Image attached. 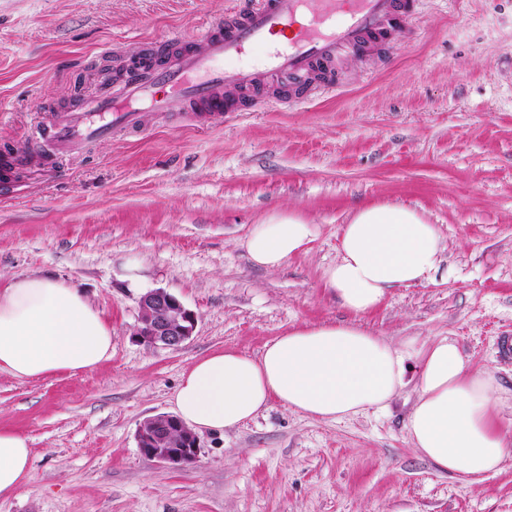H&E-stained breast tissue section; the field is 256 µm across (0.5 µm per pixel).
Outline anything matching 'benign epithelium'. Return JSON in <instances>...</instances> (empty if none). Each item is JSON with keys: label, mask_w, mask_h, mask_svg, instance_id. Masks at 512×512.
Returning <instances> with one entry per match:
<instances>
[{"label": "benign epithelium", "mask_w": 512, "mask_h": 512, "mask_svg": "<svg viewBox=\"0 0 512 512\" xmlns=\"http://www.w3.org/2000/svg\"><path fill=\"white\" fill-rule=\"evenodd\" d=\"M136 341L149 349H179L193 335L196 318L181 301L164 288L143 293L138 300ZM138 447L148 458L181 467L196 458L195 433L174 415L160 414L139 427Z\"/></svg>", "instance_id": "7a95c632"}]
</instances>
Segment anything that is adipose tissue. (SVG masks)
I'll list each match as a JSON object with an SVG mask.
<instances>
[{"mask_svg": "<svg viewBox=\"0 0 512 512\" xmlns=\"http://www.w3.org/2000/svg\"><path fill=\"white\" fill-rule=\"evenodd\" d=\"M315 225L278 211L245 240L251 262L275 269L303 251ZM443 251L436 225L402 205L356 210L341 229L335 263L322 281L340 305L360 316L391 289L427 281ZM112 355V328L75 285L48 277L0 283V371L17 378L96 368ZM415 362V382L406 378ZM414 384L405 430L412 447L437 470L465 483L498 472L512 454L500 420L496 376L471 363L447 337L395 344L353 323L294 328L260 355L211 352L183 374L172 404L191 429L221 431L251 420L277 401L320 419L385 409ZM29 442L0 427V499L31 479Z\"/></svg>", "mask_w": 512, "mask_h": 512, "instance_id": "adipose-tissue-1", "label": "adipose tissue"}]
</instances>
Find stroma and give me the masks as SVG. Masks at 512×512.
I'll return each mask as SVG.
<instances>
[{"label":"stroma","instance_id":"stroma-1","mask_svg":"<svg viewBox=\"0 0 512 512\" xmlns=\"http://www.w3.org/2000/svg\"><path fill=\"white\" fill-rule=\"evenodd\" d=\"M253 0H0V150L20 151L50 110L94 97L105 60L197 37ZM414 19L347 59L334 90L296 107L152 114L56 166L0 183V278L81 288L112 327L90 372L0 371V427L29 440L32 479L0 512H512V455L467 484L416 454L388 411L323 420L272 402L199 432L197 458L144 456L140 424L172 411L183 372L212 351L251 355L289 329L356 321L399 343L457 342L512 394V0H413ZM397 203L437 225L430 280L360 317L323 286L360 207ZM288 207L318 228L276 270L244 248ZM163 288L196 317L177 350L135 342L138 299Z\"/></svg>","mask_w":512,"mask_h":512}]
</instances>
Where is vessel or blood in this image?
<instances>
[{
  "instance_id": "obj_1",
  "label": "vessel or blood",
  "mask_w": 512,
  "mask_h": 512,
  "mask_svg": "<svg viewBox=\"0 0 512 512\" xmlns=\"http://www.w3.org/2000/svg\"><path fill=\"white\" fill-rule=\"evenodd\" d=\"M412 16L408 0H253L230 9L193 42L136 55L124 74L95 97L56 111L29 145L48 164L125 130L138 131L151 112L230 111L224 91L264 85L271 105L294 106L284 85L326 86L336 61L357 54Z\"/></svg>"
}]
</instances>
